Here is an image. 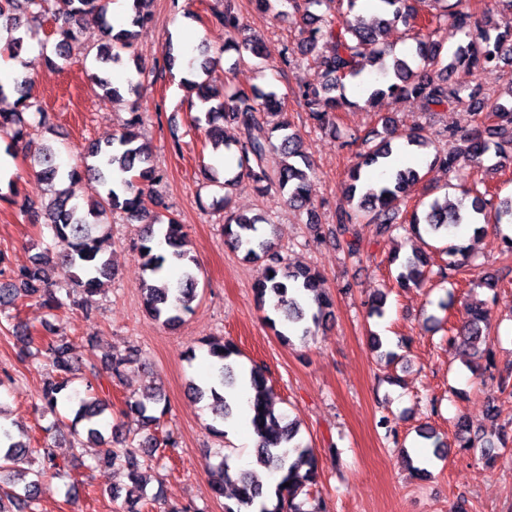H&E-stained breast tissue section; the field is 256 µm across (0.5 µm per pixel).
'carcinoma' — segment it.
Masks as SVG:
<instances>
[{
    "instance_id": "1",
    "label": "carcinoma",
    "mask_w": 512,
    "mask_h": 512,
    "mask_svg": "<svg viewBox=\"0 0 512 512\" xmlns=\"http://www.w3.org/2000/svg\"><path fill=\"white\" fill-rule=\"evenodd\" d=\"M288 2L294 12L301 13L296 46L285 45L282 62L290 66L296 62L295 51L314 60L322 68L323 82L316 88L300 93L303 106L315 125L321 129H336V114L359 106L345 94L344 80H358L364 88L360 99L370 108L385 99L416 98L425 109L434 112L449 106L461 108L471 115L468 126L449 132L458 138L463 148L458 151L438 150L430 165H439L460 179L461 192L467 204H441L434 200L427 208L413 207L410 219L399 217L394 202L411 194L422 180L419 170L398 164L401 141L407 147L427 148L432 140L418 126L400 133L389 119L383 120L382 130H373L361 139L364 150L360 161L347 173L345 197L348 208L336 210V234L343 238L348 256L360 254L354 225L364 221L377 225L381 235L407 229L416 236L425 233L446 238L451 230L462 224H474L475 236L485 233V226H512V196L499 198L488 189L481 178H465L468 169L484 167V158L495 152L498 156L512 154V85L509 95L484 97L482 89L472 84L477 72L495 67L502 60L512 63V28H492L477 15L473 0H378L377 16L373 23L363 21L356 13L361 0H339L338 11L326 10L322 15L309 11L312 4L329 5L334 0H251L260 13L283 14L279 6ZM153 0H133L131 28L113 32L112 22L106 19L103 0H0V18L5 19L8 37L3 52L17 57L29 29L21 23L17 13L33 18L47 14L58 22L55 52L62 65H67L73 49L79 45L80 30L77 20L81 15L96 11L102 18L104 42L95 57L101 70L133 63L136 79L117 86L98 74L90 77L91 89L104 102L112 103L125 95L134 97L132 116L126 122L121 136L90 143L75 164L62 168L55 163L53 149L47 147L33 157L39 167L36 176L49 187L45 215L52 231L53 245L34 257L31 265L12 271V277L22 285L21 291L3 289L9 301L20 296L42 300L50 310L58 309L64 301L57 296L71 291L93 296L104 290L111 281L113 268L107 256L109 236L106 235L105 215L120 212L129 222L146 224L143 235L135 244L143 272L147 277L139 284L143 305L148 316L165 328H174L185 322L197 299L198 265L184 249V225L174 216L150 213L146 206V188L160 181L145 144L139 142L140 113L138 99L143 66L132 54L135 29L148 25L153 14L149 4ZM212 23L222 27V52L244 51L264 60L262 44L250 39L237 40L242 22L232 4L224 9H212ZM450 23L464 33L468 42L459 46L450 61L442 56V45L434 35L444 23ZM403 27L415 41V48L405 56L394 53L390 45L380 39L382 30ZM216 58L205 57L196 68L195 79H183V85L192 97L189 108L200 107L203 116L197 123H205L206 137L213 147L223 146L233 154L237 173L219 178L213 167H203L207 183L224 191L223 232L225 242L244 253L250 261L260 260L273 249L271 238L259 228L270 223L267 214L247 215L231 209L229 191L242 176L257 193L269 196L276 204L284 203L307 214L306 224L313 235L321 234V225L313 220L309 186L313 176L311 162L303 150L300 134L291 123L281 121L269 125L268 117L285 111V97L274 90L254 88L251 92L232 89L209 80ZM375 68L377 77L362 78L366 66ZM32 112L46 121L45 110L30 97V78L19 74L8 87L0 83V136L10 140L13 147L29 136L31 123L24 114ZM230 126L236 134L229 136L224 127ZM87 179L95 183V199L87 206L74 201L71 186ZM448 262L430 269L427 255L416 251L404 257L394 254L390 263L397 264L396 282L402 288H420L431 277L453 281L467 271L474 273L469 285L497 292L500 278L478 270L475 258L467 247L450 246ZM68 273V283L60 286L50 277L54 265ZM174 266L179 271L176 280L169 279L166 270ZM323 274L308 265L272 266L255 285L259 305L271 304L278 319L266 321L282 341L291 336L306 338L315 333L330 315L334 303L332 295L322 288ZM490 310L482 301L470 302L465 307V318L459 328H450L448 345L473 349L487 343ZM24 349L36 348L45 353L54 376L49 379L40 397L41 410L55 415L59 406L74 402V422H86V434L100 443L99 453L112 465L128 470L130 485L126 490L114 489L112 499L122 496L128 500L144 497V484L138 474L140 458L151 457L157 451V440L146 436L136 443L129 440L116 448L108 444L99 428L101 417L110 409L105 401L75 397L67 392L75 371L72 343L65 338L53 339L43 346H35L31 332L17 337ZM207 354L212 359V376L208 382H192L189 389L199 399L208 401L213 415L211 432L224 435L222 426L233 416L235 407L223 391L236 387L243 372L237 361L240 351L231 339L212 337L207 342ZM139 349L131 346L125 354L106 357L101 364L89 363L94 377L106 373L109 379L121 378L125 369L138 360ZM249 380L255 395L250 404L251 423L259 444L254 448L255 464L279 475L274 492L264 490L253 470L237 473L234 499L236 505H224V512H241L251 507L256 512H328L326 503L310 504L309 488L320 478L319 460L313 448L304 442L296 423L275 414L271 389L265 370L253 365ZM164 401V395L150 388L139 396L124 401L121 414L134 416L149 428L158 424L153 415ZM457 435L466 438V446L480 449L481 457L489 464L500 458L499 449L508 447L512 436L502 432L497 440L471 435L470 425L463 419L456 423ZM64 469L53 447L31 450L13 440L9 430L0 431V512H33L41 480L47 475H58ZM231 480L226 462L218 466L210 481L213 494L224 496V482Z\"/></svg>"
}]
</instances>
